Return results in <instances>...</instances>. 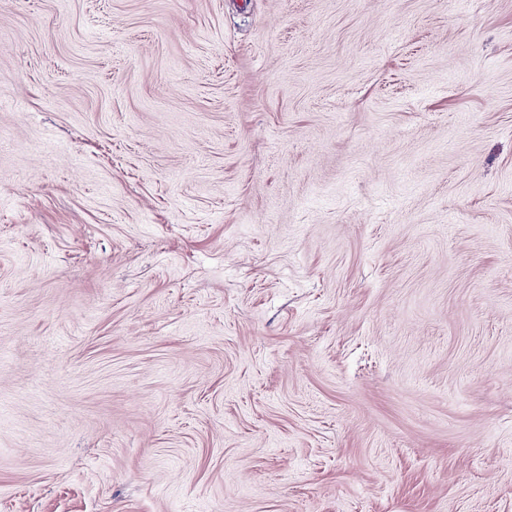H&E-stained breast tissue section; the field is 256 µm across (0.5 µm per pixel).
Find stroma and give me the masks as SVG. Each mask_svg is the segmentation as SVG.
Here are the masks:
<instances>
[{
	"label": "stroma",
	"instance_id": "stroma-1",
	"mask_svg": "<svg viewBox=\"0 0 512 512\" xmlns=\"http://www.w3.org/2000/svg\"><path fill=\"white\" fill-rule=\"evenodd\" d=\"M0 512H512V0H0Z\"/></svg>",
	"mask_w": 512,
	"mask_h": 512
}]
</instances>
